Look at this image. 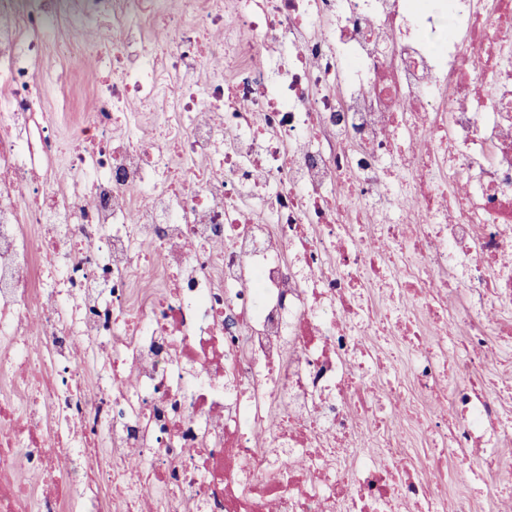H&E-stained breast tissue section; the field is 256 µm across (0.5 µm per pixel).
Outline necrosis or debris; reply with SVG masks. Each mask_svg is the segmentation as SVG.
Here are the masks:
<instances>
[{
    "mask_svg": "<svg viewBox=\"0 0 512 512\" xmlns=\"http://www.w3.org/2000/svg\"><path fill=\"white\" fill-rule=\"evenodd\" d=\"M510 307L512 0H0V512H485ZM112 17L103 19L99 24L84 27L66 19H54L51 23L53 38L44 50V58L55 63L60 82L49 85L45 90L46 98L42 101V109L51 115L58 113V98H70L74 104L72 111H64L56 120V131L60 137L68 138L73 130L75 118L85 113L91 103L93 94L103 76L97 60L83 53L89 43L111 39ZM92 32L96 33L91 35ZM63 40L72 44L73 58L57 60L55 57L54 41ZM72 112L73 115L69 113Z\"/></svg>",
    "mask_w": 512,
    "mask_h": 512,
    "instance_id": "obj_1",
    "label": "necrosis or debris"
}]
</instances>
